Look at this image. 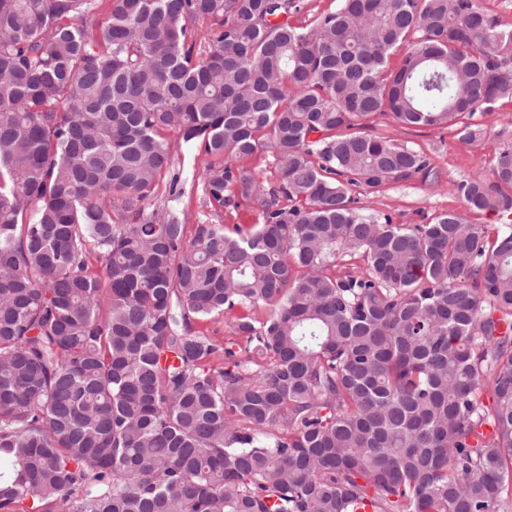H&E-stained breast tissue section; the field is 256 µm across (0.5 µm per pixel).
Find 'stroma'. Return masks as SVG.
Wrapping results in <instances>:
<instances>
[{"label":"stroma","mask_w":512,"mask_h":512,"mask_svg":"<svg viewBox=\"0 0 512 512\" xmlns=\"http://www.w3.org/2000/svg\"><path fill=\"white\" fill-rule=\"evenodd\" d=\"M476 120L482 125L483 135L476 141L465 142L450 127H402L391 115L377 116L370 124V133L395 137L426 154L437 179L389 184L374 194L358 188L355 196L372 211L389 215L396 224H426L439 214L462 210L463 201L455 185L476 173L491 176L489 161L494 146L512 140V103L500 104L491 112L477 113Z\"/></svg>","instance_id":"stroma-1"}]
</instances>
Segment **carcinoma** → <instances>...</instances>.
<instances>
[{"mask_svg": "<svg viewBox=\"0 0 512 512\" xmlns=\"http://www.w3.org/2000/svg\"><path fill=\"white\" fill-rule=\"evenodd\" d=\"M103 2L0 0V512H512V224L469 218L512 214V142L428 224L352 195L433 175L378 114L481 137L512 27ZM264 146L269 187L234 166ZM236 198L261 221L213 223ZM184 154L186 155L184 169L182 172V166H179V158L184 157ZM204 162L201 159H198L195 167L193 168V160H190L187 158V151L185 149H182L179 152V156H175V171L176 173H179V176H181V182L177 186V190L181 187L182 181L184 179H188V185H187V191L186 194L178 201L177 205L180 209H184L187 211V223L186 224H196V216H199V211L203 208L199 205L198 196L196 194L193 197H190L188 194V186L189 183L195 175L196 181H200V174L203 171ZM204 210V209H203Z\"/></svg>", "mask_w": 512, "mask_h": 512, "instance_id": "1", "label": "carcinoma"}]
</instances>
